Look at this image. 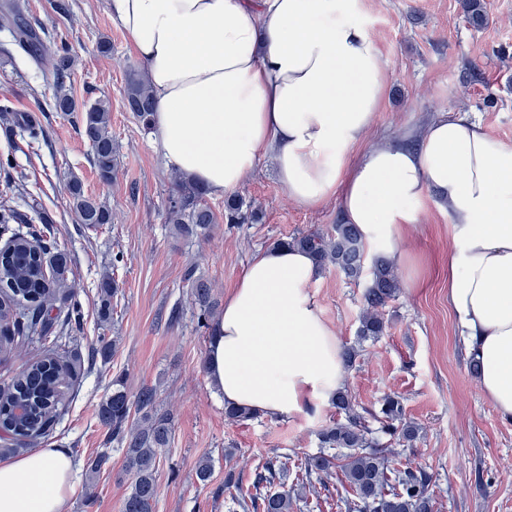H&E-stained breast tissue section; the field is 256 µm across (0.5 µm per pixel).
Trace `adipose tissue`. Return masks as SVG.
I'll return each instance as SVG.
<instances>
[{"label": "adipose tissue", "mask_w": 512, "mask_h": 512, "mask_svg": "<svg viewBox=\"0 0 512 512\" xmlns=\"http://www.w3.org/2000/svg\"><path fill=\"white\" fill-rule=\"evenodd\" d=\"M145 68L163 158L214 196L260 157L295 203L337 202L370 256L397 260L429 208L448 214V301L475 381L512 418V143L449 108L398 141L365 145L387 87L359 0H106ZM298 248L255 253L224 298L207 370L229 407L292 419L344 384L336 329ZM79 467L65 448L0 461V512H65Z\"/></svg>", "instance_id": "1"}]
</instances>
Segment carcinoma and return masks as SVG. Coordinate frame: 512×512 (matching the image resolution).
Returning <instances> with one entry per match:
<instances>
[{"instance_id": "cac0c4a2", "label": "carcinoma", "mask_w": 512, "mask_h": 512, "mask_svg": "<svg viewBox=\"0 0 512 512\" xmlns=\"http://www.w3.org/2000/svg\"><path fill=\"white\" fill-rule=\"evenodd\" d=\"M15 18L16 42L37 53L40 39L21 18L22 6L9 5ZM467 18L475 25L485 21L483 0H463ZM57 76L55 108L60 112H84L82 135L91 147V161L99 179L109 183L114 177L117 160L109 131L107 103L96 100L77 104L65 89L64 76L71 67L68 48L62 44L49 57ZM126 107L143 123L149 125L155 101L148 85L135 72H130L125 89ZM73 210L80 224L96 227L112 223V212L103 204L85 195L77 177L68 182ZM207 191L183 177L173 181L168 199L167 223L184 237L206 235L217 223L215 212L205 203ZM234 198L224 203V220L240 224L256 219L252 210ZM25 223L15 210L0 209V238L7 237L0 251V356L8 357L26 339L43 343L45 353L30 361L7 389H0V429L8 434L7 445L29 446L50 437L67 410V390L83 373L84 360L73 355L60 359L57 350L66 345V331L79 323L82 312L77 293L69 284L71 256L54 242L41 239L32 226ZM273 246L296 247L311 254L322 268H334L345 278L366 280L363 292V312L359 320L356 344L341 353L345 365H352L359 346L374 341L386 331L383 308L399 291L400 282L392 260L384 257L367 261L366 245L354 224H336L332 232H310L290 239H279ZM198 310L200 327L211 332L215 323L218 300L212 283L196 268H188L183 277ZM115 279L106 275L99 284L98 316L105 325L112 318V299L117 293ZM115 342L105 334L97 337L93 353L107 361ZM345 414L346 422L329 424L318 432L320 452L307 460L315 471L338 468L351 491L349 512H434L430 492V476L423 471L406 470L387 479V448L357 413L345 392L336 393L333 402ZM99 424L106 443L123 450V471L131 478L130 491L125 496L121 512H155L158 496L157 475L162 449L169 447L174 416L162 408L155 386H144L132 394L124 379L112 378V384L98 405ZM403 408L395 396L383 400L380 409V433L404 442L414 441L417 428L402 423ZM110 455L103 450L86 461L92 490L97 474L107 465ZM282 464L266 460L254 472L250 496L259 512H290L292 498L286 490L273 489L276 471Z\"/></svg>"}]
</instances>
